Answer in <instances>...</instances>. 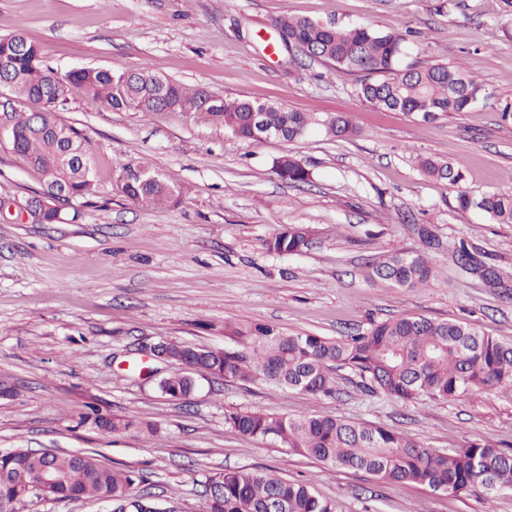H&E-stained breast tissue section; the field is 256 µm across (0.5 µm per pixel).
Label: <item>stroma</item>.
<instances>
[{"label": "stroma", "mask_w": 512, "mask_h": 512, "mask_svg": "<svg viewBox=\"0 0 512 512\" xmlns=\"http://www.w3.org/2000/svg\"><path fill=\"white\" fill-rule=\"evenodd\" d=\"M355 23L403 34L407 64L443 63L483 87L465 112L429 121L380 110L357 96V77L289 56L273 29L282 16ZM22 31L62 70L149 67L226 97H246L327 118L346 114V139L311 130L255 144L189 112L113 111L84 98L60 112L80 134L97 195L60 224L0 219V449L98 453L144 476L142 494L166 512H200L207 478L227 469L308 483L336 512H512V492H434L362 471H330L314 458L242 435L226 412L335 416L386 426L433 452L488 441L512 452V383L452 400L403 401L362 393L343 374L338 396L280 393L202 378L186 400L158 390L174 367L143 347L177 340L233 349L256 325L336 338L388 318L467 322L512 342V224L472 208L512 191V0H0V37ZM310 172L292 184L273 170L283 155ZM450 163L458 184L425 175L422 158ZM157 164L181 191L177 204L144 209L117 189L125 164ZM37 173L0 147V195L25 201ZM307 227L303 252L266 242ZM438 277L427 288L385 289L364 278L368 259L425 249ZM502 278L499 288L451 260L459 241ZM158 424L156 436L104 433L79 417L87 405Z\"/></svg>", "instance_id": "obj_1"}]
</instances>
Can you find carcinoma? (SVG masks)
Returning <instances> with one entry per match:
<instances>
[{
    "instance_id": "carcinoma-1",
    "label": "carcinoma",
    "mask_w": 512,
    "mask_h": 512,
    "mask_svg": "<svg viewBox=\"0 0 512 512\" xmlns=\"http://www.w3.org/2000/svg\"><path fill=\"white\" fill-rule=\"evenodd\" d=\"M275 26L304 56L326 62L341 73L363 74L357 95L375 107L427 121L465 112L481 95L482 85L460 69L439 63L402 65L406 45L401 34L289 16L277 19ZM2 75L10 80L14 99L34 105L30 112L15 113L8 146L42 181L46 205L32 216L37 224L61 221L54 202L61 188L74 201L87 202L97 192L91 163L84 168L74 166L67 154L69 150L83 154L79 133L58 118L76 95L116 111L192 112L251 142L260 141L254 122L257 112L264 113L267 125L288 132L291 140L304 137L316 126L334 137L354 134L344 115L322 120L310 112L227 98L190 88L149 67L136 72L101 67L62 71L47 64L39 46L21 33L0 38ZM420 166L427 175L451 184L462 179L448 163L426 158ZM274 171L291 183L309 180V171L290 155L278 158ZM119 176L123 177L122 193L142 208L170 205L179 198L177 187L150 163L124 165ZM457 203L461 210L476 207L498 224H512L511 191L480 198L462 193ZM308 244L305 228L290 224L267 247L279 254H296ZM452 259L465 270L482 268L475 248L464 240L453 248ZM364 276L373 286L410 290L432 283L436 271L428 254L420 251L373 258L365 264ZM237 343L235 350L162 343L169 360L192 369L162 378L159 390L171 400H183L196 389V377L217 376L244 386L262 381L276 392L334 396L337 372L348 370L359 377L358 387L364 392L413 401L423 397L449 400L512 382V343L488 336L469 323L435 321L422 315L375 322L363 333L336 339L286 334L261 325L239 333ZM80 419L107 433L136 430L154 435L159 431L155 423L104 414L91 404ZM224 421L243 435L313 457L331 471H364L380 480L416 483L448 494L469 488L512 491V453L488 442L433 453L402 432L329 416L235 410L225 413ZM43 465L52 471L53 481L44 494L53 500L95 499L115 506L116 512H157L136 491L141 476L114 468L94 453L51 450L39 456L30 448L0 451V512H17V506L33 496L31 484ZM205 486L213 490L203 512H268L272 501L280 504L281 512H335L334 505L309 485L258 470L226 469L209 477Z\"/></svg>"
}]
</instances>
